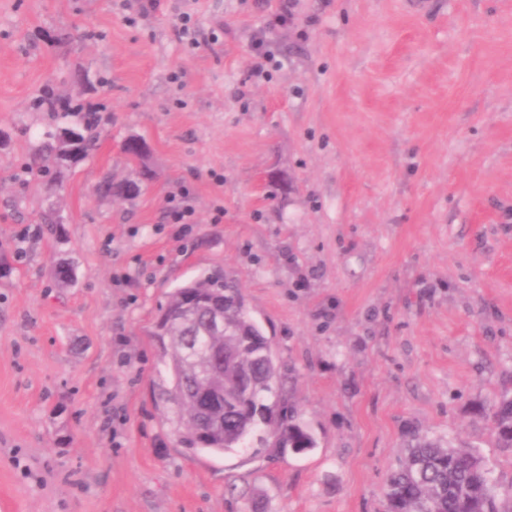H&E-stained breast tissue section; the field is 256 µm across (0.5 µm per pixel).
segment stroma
<instances>
[{
    "instance_id": "35a3bbf8",
    "label": "stroma",
    "mask_w": 512,
    "mask_h": 512,
    "mask_svg": "<svg viewBox=\"0 0 512 512\" xmlns=\"http://www.w3.org/2000/svg\"><path fill=\"white\" fill-rule=\"evenodd\" d=\"M48 89L99 143L45 175ZM132 136L153 179L96 194ZM214 269L315 448L200 452L157 403L156 318ZM505 391L512 0H0V512H382L414 433L478 446L507 487L474 412Z\"/></svg>"
}]
</instances>
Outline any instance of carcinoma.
I'll list each match as a JSON object with an SVG mask.
<instances>
[{"mask_svg": "<svg viewBox=\"0 0 512 512\" xmlns=\"http://www.w3.org/2000/svg\"><path fill=\"white\" fill-rule=\"evenodd\" d=\"M59 99L50 91L45 92L37 107L48 112L61 111V117L76 118L80 143L78 157L83 158L98 145L93 133L95 117L91 112L81 113L79 107L59 109ZM70 151L69 143L61 136L43 147L31 160V166L43 168L60 165ZM218 288L211 298L225 302V311L231 327L242 336L224 337L229 343L246 340L251 333L264 338L260 326L249 315L236 280L222 270H214L176 289L168 297L166 307L173 316L168 334L153 332L159 347L160 360L167 368L171 384L161 388V399L170 404L173 421L181 426L190 414L191 390L197 385L196 375L186 369L181 345L190 335L189 324L180 321L183 298L192 292H202L212 285ZM195 341L202 353L199 367L206 366L207 349L220 340L208 339L196 332ZM239 361L224 364V393L235 394L236 378L241 371H250L254 386L248 399H235L224 406V425L214 429L205 425V436L197 432H183L181 442L188 448L211 453L231 452L237 448H266L282 450L291 445L299 452L316 447V439L300 414L282 391V375L274 353L256 363L248 346L239 349ZM480 412L487 414L494 424L495 447L512 454V396L502 394ZM384 512H504L500 507L499 493L492 479V469L485 456L475 447H457L451 442H441L426 437H415L408 445L404 461L393 470L383 491Z\"/></svg>", "mask_w": 512, "mask_h": 512, "instance_id": "1", "label": "carcinoma"}]
</instances>
